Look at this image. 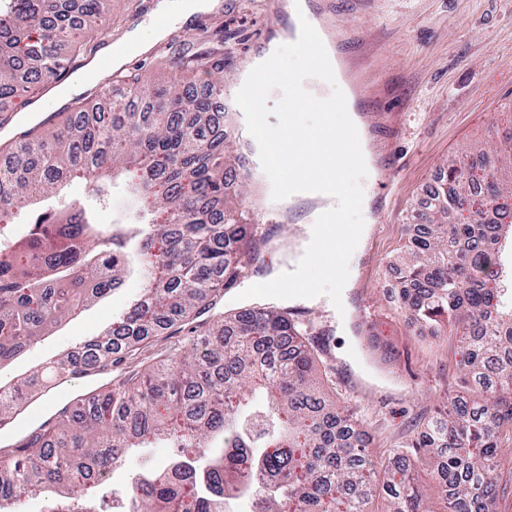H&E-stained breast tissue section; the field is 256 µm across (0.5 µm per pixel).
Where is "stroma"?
Listing matches in <instances>:
<instances>
[{
    "mask_svg": "<svg viewBox=\"0 0 512 512\" xmlns=\"http://www.w3.org/2000/svg\"><path fill=\"white\" fill-rule=\"evenodd\" d=\"M157 0H112V38H124L135 25L156 24ZM269 0H217L209 12L189 21L168 20L166 38L148 52L129 57L125 73L147 84L168 82L182 58L210 49L224 56V83H239L262 50L279 45L281 68L289 73L311 66L307 54L280 42L286 24L270 12ZM312 8L336 42L359 87L358 113L391 112L400 129L394 143L398 171L386 179L387 159L366 181L350 173L353 194L369 193L382 209L363 212L349 206L344 225L370 224L371 233L357 269L352 303L371 312L370 334L350 338L336 332L331 300L333 274L311 261L306 284L321 294L298 304L312 338L332 353L325 361L326 392L340 408L357 414L368 435L367 449L381 454L399 447L443 409L460 386L464 348L446 331L410 322L388 283L393 265L414 232L413 214L439 180L449 157L469 146L495 150L497 130L512 124V0H311ZM255 96L267 123L279 134L289 125L310 124L318 112L299 109L287 82L259 89ZM310 202L291 204L285 222L261 225L259 241L268 245L264 274L282 267L280 247L298 227L310 223ZM255 278L243 270L220 302L200 318L213 323L220 314L254 302ZM141 292L131 279L98 304L81 311L12 361L0 376L19 379L46 366L56 355L116 321Z\"/></svg>",
    "mask_w": 512,
    "mask_h": 512,
    "instance_id": "stroma-1",
    "label": "stroma"
}]
</instances>
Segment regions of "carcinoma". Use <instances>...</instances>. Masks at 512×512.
<instances>
[{
    "instance_id": "carcinoma-1",
    "label": "carcinoma",
    "mask_w": 512,
    "mask_h": 512,
    "mask_svg": "<svg viewBox=\"0 0 512 512\" xmlns=\"http://www.w3.org/2000/svg\"><path fill=\"white\" fill-rule=\"evenodd\" d=\"M112 0H8L0 11V98L32 92L89 47ZM185 75L140 88L122 105L101 91L76 117L0 154V216L27 229L0 242V365L18 358L83 306L136 277L138 297L77 357L49 362L58 377L73 361L103 370L135 359L162 326L190 320L237 282L257 227L224 207L245 167L224 154L213 111L224 96L222 60L191 58ZM213 76L202 90L190 74ZM503 156L470 149L448 160L443 186L420 214L421 235L403 247L398 303L410 321L461 329L463 387L445 414L386 460L366 451L363 422L327 407L316 354L288 308L245 310L212 328L193 327L188 358L123 370L34 426L0 457V512L33 494L42 512H87L98 476L132 448L162 441L172 460L120 493L131 512H225L250 494L262 512H432L413 482L434 465L448 512H495L500 452L512 442V276L501 231L512 218V126ZM83 178L94 205L37 207ZM120 186L128 214L97 223Z\"/></svg>"
}]
</instances>
